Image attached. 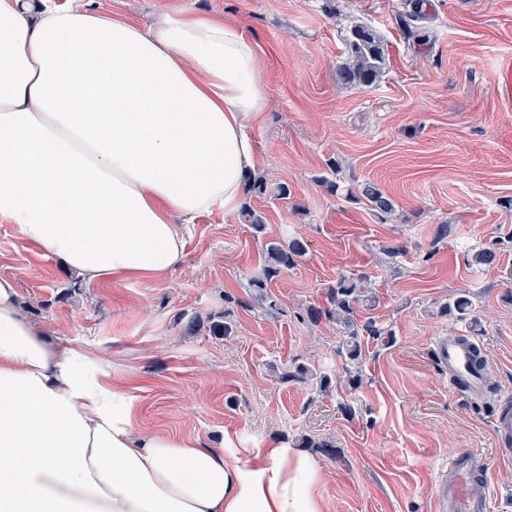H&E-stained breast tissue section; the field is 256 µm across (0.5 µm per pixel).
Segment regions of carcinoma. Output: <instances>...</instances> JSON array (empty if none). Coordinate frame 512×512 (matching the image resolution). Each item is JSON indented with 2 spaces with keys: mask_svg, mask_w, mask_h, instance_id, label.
I'll list each match as a JSON object with an SVG mask.
<instances>
[{
  "mask_svg": "<svg viewBox=\"0 0 512 512\" xmlns=\"http://www.w3.org/2000/svg\"><path fill=\"white\" fill-rule=\"evenodd\" d=\"M345 42L347 58L345 63L337 69V77L345 83L373 84L382 72L383 49L380 38L367 28L356 26L350 29ZM363 196L381 219L394 211L391 199L372 185L364 187ZM304 252L305 244L298 239L268 243L262 276L252 278L250 287L259 292L263 291L267 288L268 282L279 276L282 270L295 265L297 258ZM364 282L363 276L358 278L342 276L336 280L335 285L328 288L329 306L323 308L309 306L305 309V316L312 323H319L325 319L345 328L346 356L353 366V370L349 371L348 382L354 385L360 380L361 346L358 337L383 334L382 329L378 328L374 322L360 324L354 319V306L366 298ZM470 310V299L463 294L453 303L444 306L441 314L453 313L457 318L462 319Z\"/></svg>",
  "mask_w": 512,
  "mask_h": 512,
  "instance_id": "obj_1",
  "label": "carcinoma"
}]
</instances>
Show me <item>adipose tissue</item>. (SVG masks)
<instances>
[{
	"label": "adipose tissue",
	"instance_id": "1",
	"mask_svg": "<svg viewBox=\"0 0 512 512\" xmlns=\"http://www.w3.org/2000/svg\"><path fill=\"white\" fill-rule=\"evenodd\" d=\"M91 2L0 0V224L101 286L161 277L180 225L238 209L268 100L239 27ZM320 479L287 441L138 432L125 385L51 343L0 276V512H321Z\"/></svg>",
	"mask_w": 512,
	"mask_h": 512
}]
</instances>
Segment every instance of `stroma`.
<instances>
[{
	"label": "stroma",
	"instance_id": "1",
	"mask_svg": "<svg viewBox=\"0 0 512 512\" xmlns=\"http://www.w3.org/2000/svg\"><path fill=\"white\" fill-rule=\"evenodd\" d=\"M141 26L179 11L239 25L260 56L269 101L246 127L258 165L240 210L184 224L182 263L159 279L89 288L0 224V276L17 284L21 313L53 344L111 366L127 386L136 426L200 437L211 448L274 440L332 442L312 449L322 512H436L432 484L459 451L488 465L489 512H512V439L492 419L512 395V0H94ZM361 25L384 49L371 85L341 82L344 38ZM333 179L336 190L325 182ZM375 184L395 211L380 220L361 189ZM284 195H276L277 186ZM260 215L255 232L243 209ZM451 233L437 240L439 225ZM307 245L269 283L265 315L247 279L266 245ZM396 247V256L386 247ZM493 247V266L472 257ZM367 276L357 322L361 383L320 391L344 375L335 323L299 319L326 306L341 276ZM467 294L466 319L441 308ZM199 318L201 331L188 330ZM226 320L230 335L209 332ZM472 336L489 388L471 399L448 388L438 341ZM304 365L313 378L281 382Z\"/></svg>",
	"mask_w": 512,
	"mask_h": 512
}]
</instances>
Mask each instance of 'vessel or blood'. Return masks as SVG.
Listing matches in <instances>:
<instances>
[{"instance_id": "obj_1", "label": "vessel or blood", "mask_w": 512, "mask_h": 512, "mask_svg": "<svg viewBox=\"0 0 512 512\" xmlns=\"http://www.w3.org/2000/svg\"><path fill=\"white\" fill-rule=\"evenodd\" d=\"M474 348L472 341L455 336L439 342L437 352L448 369L451 389L462 387L472 394L482 392L485 372L473 362ZM485 478L486 471L473 453H458L434 485L438 512H487L488 499L476 489L477 483Z\"/></svg>"}]
</instances>
